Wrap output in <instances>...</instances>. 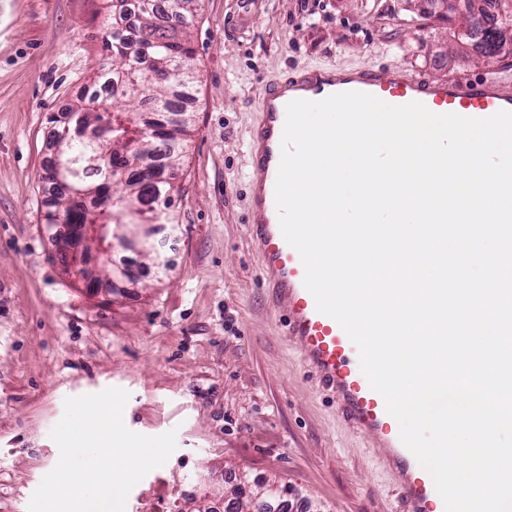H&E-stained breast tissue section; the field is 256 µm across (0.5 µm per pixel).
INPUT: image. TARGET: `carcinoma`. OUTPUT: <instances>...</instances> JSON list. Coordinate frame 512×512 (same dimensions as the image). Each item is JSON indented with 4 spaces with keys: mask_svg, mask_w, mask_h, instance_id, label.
Segmentation results:
<instances>
[{
    "mask_svg": "<svg viewBox=\"0 0 512 512\" xmlns=\"http://www.w3.org/2000/svg\"><path fill=\"white\" fill-rule=\"evenodd\" d=\"M171 15L148 12L137 0L140 13L136 38L124 25H112L104 49L112 54V87L121 89L134 106L110 105L87 92L73 108L71 131L62 146L65 188L59 194L54 224H99V246L112 241V230L133 214L157 213L171 202L168 170L184 149L191 123L189 114L172 106L170 94L193 84V72L183 71L190 61L188 27L199 0H176ZM460 24L468 25L462 40L484 57L499 55V44L512 27V10L500 0H463ZM160 72L153 81L146 71ZM288 488L271 482L255 501V512H285Z\"/></svg>",
    "mask_w": 512,
    "mask_h": 512,
    "instance_id": "obj_1",
    "label": "carcinoma"
}]
</instances>
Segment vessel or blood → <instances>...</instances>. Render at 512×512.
Returning <instances> with one entry per match:
<instances>
[{"mask_svg":"<svg viewBox=\"0 0 512 512\" xmlns=\"http://www.w3.org/2000/svg\"><path fill=\"white\" fill-rule=\"evenodd\" d=\"M372 94L386 103H423L438 114L486 118L512 110V85L498 78L475 83L430 80L403 66L350 70H300L264 85L260 120L247 143L250 218L248 230L260 254V279L282 317L285 336L296 343L318 385L336 398L353 432L373 441L399 491L404 512H445L431 475L394 431L384 397L361 370L359 350L340 324L317 311L303 280L304 266L284 239L275 203L286 106L295 99L320 100L341 92Z\"/></svg>","mask_w":512,"mask_h":512,"instance_id":"b4317fda","label":"vessel or blood"}]
</instances>
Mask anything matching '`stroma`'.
<instances>
[{
  "label": "stroma",
  "instance_id": "35a3bbf8",
  "mask_svg": "<svg viewBox=\"0 0 512 512\" xmlns=\"http://www.w3.org/2000/svg\"><path fill=\"white\" fill-rule=\"evenodd\" d=\"M440 0H199L190 28L192 116L169 222L114 246L97 287L66 273L42 175L51 115L110 71L112 0H12L0 12V512H28L58 462L50 433L69 397L130 393L136 433L177 448L126 512L224 508V479L280 477L321 512H401L376 448L352 433L278 328L246 223V145L259 93L290 69L404 65L430 79L498 78L512 54L454 41Z\"/></svg>",
  "mask_w": 512,
  "mask_h": 512
}]
</instances>
